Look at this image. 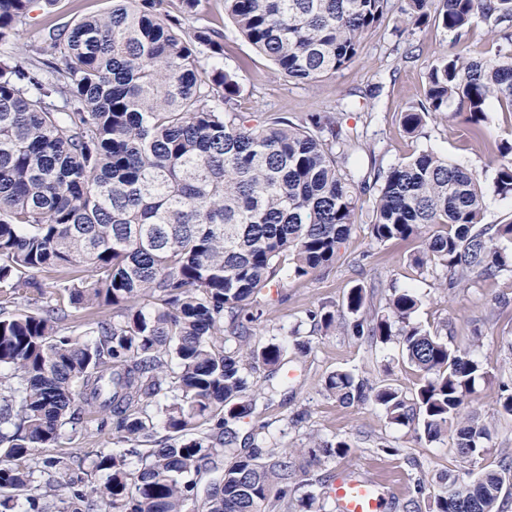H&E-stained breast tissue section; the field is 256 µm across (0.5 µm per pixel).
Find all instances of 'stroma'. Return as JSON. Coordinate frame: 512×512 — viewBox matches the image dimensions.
<instances>
[{
    "label": "stroma",
    "mask_w": 512,
    "mask_h": 512,
    "mask_svg": "<svg viewBox=\"0 0 512 512\" xmlns=\"http://www.w3.org/2000/svg\"><path fill=\"white\" fill-rule=\"evenodd\" d=\"M111 6L112 0H36L19 27L13 51L26 58L32 49L43 46L49 25L71 24ZM200 25L224 34L219 63L235 74L241 86L240 111L274 112L297 124L315 113L339 114L344 129L356 136L348 168L358 182L375 169L389 168L422 151L448 157L476 175L484 192L482 223L512 224V196L495 190L488 146L467 135L460 116L448 111L433 117L416 135L407 134L401 124L402 112L423 98L426 67L435 58L457 50L471 57L494 54L496 46L483 22H475L458 38L434 23L397 31L396 15L388 13L366 35L353 63L311 84L278 76L225 15L224 0H202L199 14L183 22L188 32ZM374 197L371 189L361 194L354 226L335 263L303 279L280 271L260 298L262 317L253 340L282 343L287 353L277 373L263 367L249 372L252 412L241 423L240 435L291 455L300 485L289 512H300L299 497L324 496L327 486L345 475L362 476L378 490L393 491L391 512H408L413 498L419 512H429L430 498L414 495L415 480L432 483L470 467L451 440L417 441L408 428L389 423L372 404L347 407L326 396L324 381L338 370L407 394L415 388L418 374L399 342L375 344L341 327L323 332L309 320V311L320 307L340 311L349 288L357 284L373 290L377 305L383 304L389 288H410L422 299L415 320L423 328L439 331L452 344L470 345L472 357L492 373L512 371V352L505 345L512 338V273L490 277L477 270L465 285L444 289L439 276L412 265L417 242L380 245L371 238ZM297 340L306 343L305 353L294 349ZM341 439L350 446L344 457L313 463L301 454L313 442ZM383 443L399 448V455L382 453Z\"/></svg>",
    "instance_id": "obj_1"
}]
</instances>
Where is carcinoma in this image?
<instances>
[{"label": "carcinoma", "mask_w": 512, "mask_h": 512, "mask_svg": "<svg viewBox=\"0 0 512 512\" xmlns=\"http://www.w3.org/2000/svg\"><path fill=\"white\" fill-rule=\"evenodd\" d=\"M399 22L434 19L461 35L480 20L495 56L444 54L425 73V99L401 122L417 133L454 109L481 140L495 105L512 112V0H402ZM33 0H0V46L14 42ZM113 0L112 9L48 28L47 59L0 51V512H280L297 488L288 455L254 446L225 462L251 414L246 366L276 372L284 348L250 344L249 306L288 258L295 277L336 261L358 209L340 172L354 138L334 115L298 125L238 111L240 87L216 59L224 35L182 29L200 0ZM391 0H224L238 31L279 74L313 83L350 65ZM495 189L512 194V143L489 154ZM370 224L379 244L417 240L411 262L464 284L476 269L512 268L498 247L512 224L480 225L483 195L468 169L432 152L378 172ZM441 226L439 233L430 228ZM46 305H25L31 295ZM149 299L152 309L140 302ZM415 293L391 289L367 311L355 285L343 306L358 337L402 342L421 373L408 398L346 371L324 392L372 403L429 443L449 437L476 464L493 429L471 410L479 382L495 384L512 417V377L493 379L468 347L414 320ZM309 317L329 332L336 314ZM238 343L230 349L229 341ZM89 412L121 455L35 457L77 431ZM349 445L308 449L341 457ZM103 479L75 472L86 460ZM37 471L49 476L32 485ZM69 474V483L53 478ZM209 480H204V476ZM512 464L448 476L433 512H500Z\"/></svg>", "instance_id": "1"}]
</instances>
